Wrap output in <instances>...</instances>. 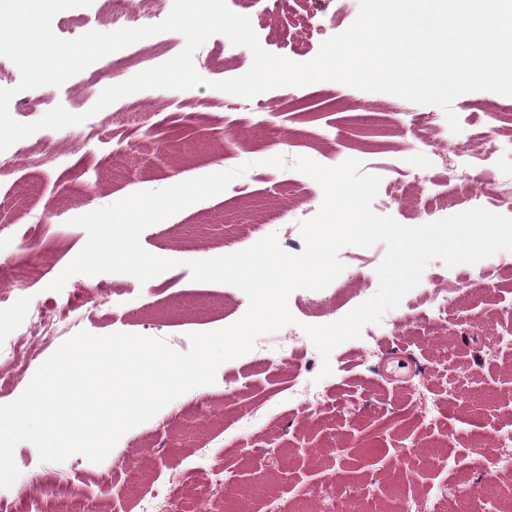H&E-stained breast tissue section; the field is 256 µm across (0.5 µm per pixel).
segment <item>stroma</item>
I'll return each mask as SVG.
<instances>
[{"mask_svg": "<svg viewBox=\"0 0 512 512\" xmlns=\"http://www.w3.org/2000/svg\"><path fill=\"white\" fill-rule=\"evenodd\" d=\"M249 17L261 46L297 63L356 20L359 0H227ZM52 29L73 40L116 26L104 0L59 12ZM163 32L113 52L62 86L18 91L21 75L0 57V87L15 89L9 111L21 123L55 107L84 115L61 130L41 129L0 152V262L21 258L26 244L40 254L36 278L16 282L0 300V345L27 355L0 357V404L17 399L37 369L66 340L85 330L166 340L187 351L189 336L228 327L249 307L239 288L193 280L188 261L232 254L269 234L300 253V224L323 202L321 186L289 163L304 156L334 167L354 158L380 177L376 214L418 226L471 209L431 156L405 149L412 116L429 121L436 150L467 165L494 114L512 109V96L474 91L444 111L382 92L320 81L267 90L253 98L214 89L239 77L251 51L222 34L210 36L193 57L205 85L185 90L145 89L98 111L102 91L160 65L184 47ZM232 113L237 139L224 134ZM61 151L38 168L25 154ZM249 163L246 174L220 194L196 202L140 238L149 253L176 260L151 285L121 273L72 276L61 291L49 284L87 241L74 217L131 194ZM386 246L344 247L336 285L298 289L288 299L292 324L263 334L261 348L221 364L213 384L193 388L151 420L127 431L99 463L80 454L44 462L35 445L19 443V477L0 488L2 500H37L58 512L50 488L64 490L80 512H140L161 493L159 512H481L511 501L512 467L487 480L483 468L459 472L453 459L477 452L489 431L512 427V252L447 267L433 260L419 284L380 322L365 325L322 359L310 346L308 325L335 322L378 289L376 269ZM467 278L464 291L435 301V279ZM399 352L418 367L399 377L387 368ZM331 373L321 376L323 365ZM309 388L316 412L304 406Z\"/></svg>", "mask_w": 512, "mask_h": 512, "instance_id": "stroma-1", "label": "stroma"}]
</instances>
